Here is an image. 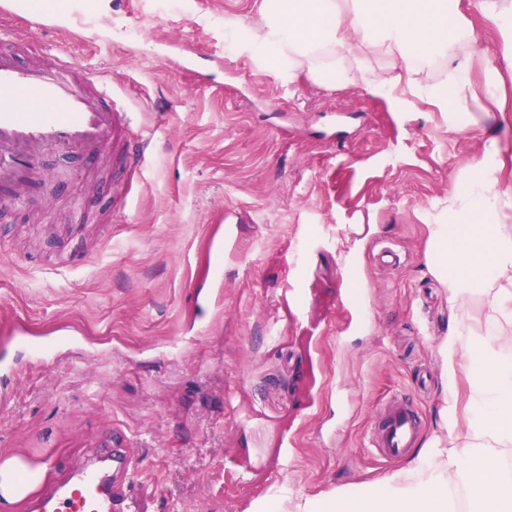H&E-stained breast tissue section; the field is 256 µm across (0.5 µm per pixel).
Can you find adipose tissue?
I'll return each instance as SVG.
<instances>
[{"mask_svg": "<svg viewBox=\"0 0 512 512\" xmlns=\"http://www.w3.org/2000/svg\"><path fill=\"white\" fill-rule=\"evenodd\" d=\"M461 0H262L251 24L226 18L230 47L254 58L259 69L306 76L318 85L360 83L373 97H384L415 111L424 102L448 115L449 131L472 117L450 100L472 92L470 74L480 58L471 42L470 17ZM480 17L500 33L501 59L512 72V0H476ZM402 63L389 76L374 69L369 55ZM446 71L438 83L428 73L436 62ZM512 190L492 176L470 181L467 190L448 192L450 220L431 227L426 250L430 272L447 288L448 301L463 308L480 298L492 327V341L461 345L455 335L439 346L443 373L465 368L473 396L488 410L469 416L465 426L453 417L456 402L444 408L451 421L421 452L428 469L394 474L388 491L359 495L337 490L295 502L290 512H448V492L467 491L466 512H512V470L499 467L512 453V361H502L496 344L512 342ZM43 465L19 453L0 456V512H13L39 487Z\"/></svg>", "mask_w": 512, "mask_h": 512, "instance_id": "1", "label": "adipose tissue"}]
</instances>
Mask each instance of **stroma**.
Wrapping results in <instances>:
<instances>
[{"mask_svg": "<svg viewBox=\"0 0 512 512\" xmlns=\"http://www.w3.org/2000/svg\"><path fill=\"white\" fill-rule=\"evenodd\" d=\"M78 3L88 18L72 27ZM261 4L26 0L0 18L20 63L104 72L150 134L122 204L107 146L92 173L78 153L45 155L33 198L0 207V453L54 451L51 484L130 449L127 512L381 492L441 434L445 395L459 415L479 409L438 348L452 329L487 337L486 308L452 309L425 249L485 139L512 158V80L505 111L485 91L497 29L473 20L474 122L451 134L432 107L402 118L359 85L291 82L234 53L225 18ZM393 399L422 429L386 462L369 440Z\"/></svg>", "mask_w": 512, "mask_h": 512, "instance_id": "stroma-1", "label": "stroma"}]
</instances>
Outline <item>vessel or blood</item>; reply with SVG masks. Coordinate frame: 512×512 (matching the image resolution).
<instances>
[{
  "label": "vessel or blood",
  "instance_id": "b4317fda",
  "mask_svg": "<svg viewBox=\"0 0 512 512\" xmlns=\"http://www.w3.org/2000/svg\"><path fill=\"white\" fill-rule=\"evenodd\" d=\"M134 113L112 98L99 72L58 59L49 64L18 65L0 49V202L28 197L42 180L38 160L48 150L82 147L96 151L112 144L114 163L137 168L148 144L132 137ZM371 447L381 458H404L418 440L421 421L410 404L395 400L376 410ZM136 469L126 449L112 451L113 481L128 483ZM98 473L41 491L32 500L34 512H122Z\"/></svg>",
  "mask_w": 512,
  "mask_h": 512
}]
</instances>
